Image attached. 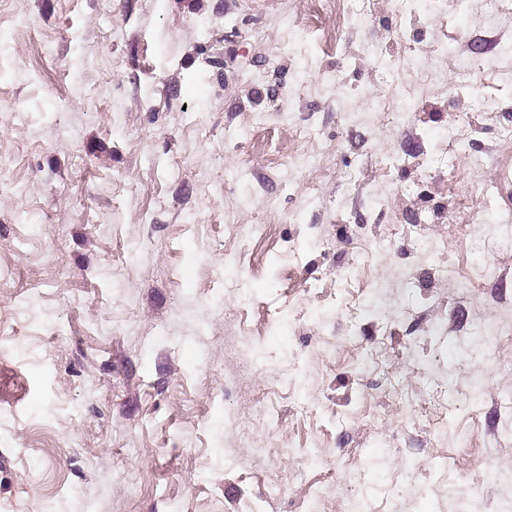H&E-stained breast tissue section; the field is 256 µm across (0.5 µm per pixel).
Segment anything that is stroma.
<instances>
[{
	"instance_id": "1",
	"label": "stroma",
	"mask_w": 512,
	"mask_h": 512,
	"mask_svg": "<svg viewBox=\"0 0 512 512\" xmlns=\"http://www.w3.org/2000/svg\"><path fill=\"white\" fill-rule=\"evenodd\" d=\"M508 212L486 0H0V512H512Z\"/></svg>"
}]
</instances>
